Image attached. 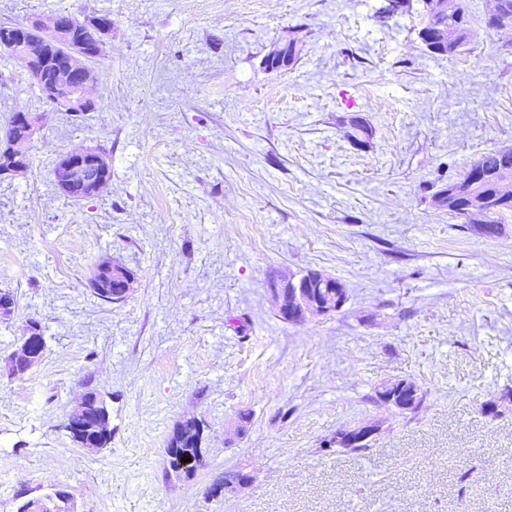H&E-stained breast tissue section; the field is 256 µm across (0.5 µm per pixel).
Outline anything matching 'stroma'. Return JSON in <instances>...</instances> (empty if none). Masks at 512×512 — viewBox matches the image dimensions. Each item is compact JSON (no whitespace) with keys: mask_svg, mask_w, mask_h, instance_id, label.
Segmentation results:
<instances>
[{"mask_svg":"<svg viewBox=\"0 0 512 512\" xmlns=\"http://www.w3.org/2000/svg\"><path fill=\"white\" fill-rule=\"evenodd\" d=\"M464 2L472 33L446 57L419 8L378 22L382 0H0V24L112 20L78 119L0 52V134L40 115L29 169L0 180V512L58 489L72 512H512V402L483 412L512 389V215L485 237L434 200L512 149V29ZM95 145L107 188L65 197L57 158ZM104 258L134 274L122 300L88 286ZM311 269L348 299L290 323L270 284ZM30 321L46 347L17 375ZM400 379L418 410L377 400ZM89 391L110 410L100 450L62 428ZM190 417L206 465L178 476L165 449ZM365 422V451L329 447ZM233 469L251 482L216 493Z\"/></svg>","mask_w":512,"mask_h":512,"instance_id":"stroma-1","label":"stroma"}]
</instances>
